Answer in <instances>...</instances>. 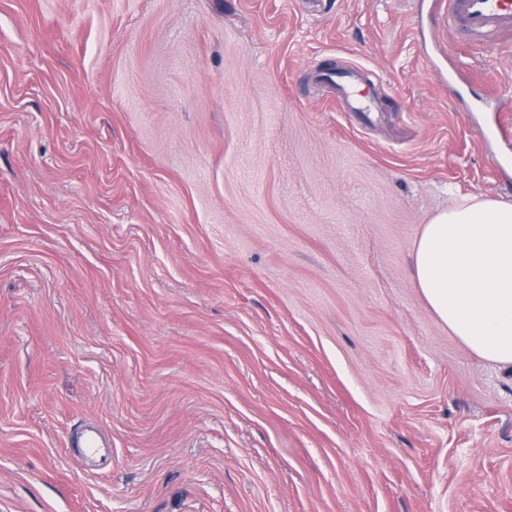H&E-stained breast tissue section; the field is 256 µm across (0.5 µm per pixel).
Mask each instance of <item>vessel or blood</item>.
<instances>
[{
	"label": "vessel or blood",
	"instance_id": "b4317fda",
	"mask_svg": "<svg viewBox=\"0 0 512 512\" xmlns=\"http://www.w3.org/2000/svg\"><path fill=\"white\" fill-rule=\"evenodd\" d=\"M442 28L454 30L462 44L485 46L512 34V0H435ZM321 80L337 85L340 99L351 112L374 109L371 95L357 84L358 75L350 71L341 75L326 70Z\"/></svg>",
	"mask_w": 512,
	"mask_h": 512
}]
</instances>
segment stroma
Segmentation results:
<instances>
[{"instance_id":"stroma-1","label":"stroma","mask_w":512,"mask_h":512,"mask_svg":"<svg viewBox=\"0 0 512 512\" xmlns=\"http://www.w3.org/2000/svg\"><path fill=\"white\" fill-rule=\"evenodd\" d=\"M430 0H0V512H512V373L423 300L512 201V40ZM362 68L379 106L332 105ZM98 424L103 470L67 438Z\"/></svg>"}]
</instances>
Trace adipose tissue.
<instances>
[{"instance_id": "ef3b65f1", "label": "adipose tissue", "mask_w": 512, "mask_h": 512, "mask_svg": "<svg viewBox=\"0 0 512 512\" xmlns=\"http://www.w3.org/2000/svg\"><path fill=\"white\" fill-rule=\"evenodd\" d=\"M412 259L438 319L476 355L512 370V203L464 197L424 225Z\"/></svg>"}]
</instances>
